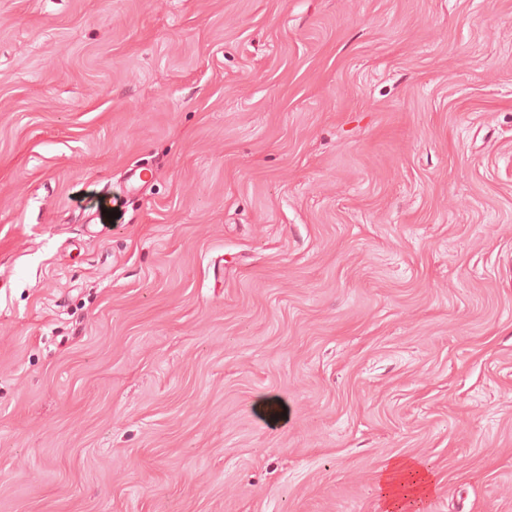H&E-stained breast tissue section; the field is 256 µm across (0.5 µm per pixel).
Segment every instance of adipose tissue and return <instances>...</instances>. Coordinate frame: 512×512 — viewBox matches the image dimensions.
<instances>
[{"instance_id":"ef3b65f1","label":"adipose tissue","mask_w":512,"mask_h":512,"mask_svg":"<svg viewBox=\"0 0 512 512\" xmlns=\"http://www.w3.org/2000/svg\"><path fill=\"white\" fill-rule=\"evenodd\" d=\"M435 476L413 459H392L379 476L380 501L383 512H399L403 499L414 500L423 508L435 490Z\"/></svg>"}]
</instances>
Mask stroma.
<instances>
[{"instance_id": "stroma-1", "label": "stroma", "mask_w": 512, "mask_h": 512, "mask_svg": "<svg viewBox=\"0 0 512 512\" xmlns=\"http://www.w3.org/2000/svg\"><path fill=\"white\" fill-rule=\"evenodd\" d=\"M393 457L512 512V0H0V512H380ZM148 172L149 170L147 168L130 170L127 177L125 178L126 186L122 195H103L99 200L97 208L100 219H108L106 217V213L102 214V210L109 211L120 207L124 208L128 199L136 195L141 190V188L148 183Z\"/></svg>"}]
</instances>
